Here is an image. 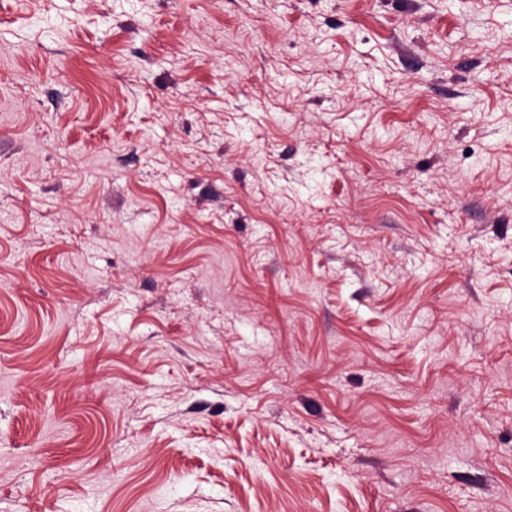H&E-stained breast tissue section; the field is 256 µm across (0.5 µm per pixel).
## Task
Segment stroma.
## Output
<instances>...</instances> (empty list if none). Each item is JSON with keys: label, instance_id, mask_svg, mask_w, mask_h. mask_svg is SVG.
<instances>
[{"label": "stroma", "instance_id": "1", "mask_svg": "<svg viewBox=\"0 0 512 512\" xmlns=\"http://www.w3.org/2000/svg\"><path fill=\"white\" fill-rule=\"evenodd\" d=\"M0 512H512V0H0Z\"/></svg>", "mask_w": 512, "mask_h": 512}]
</instances>
